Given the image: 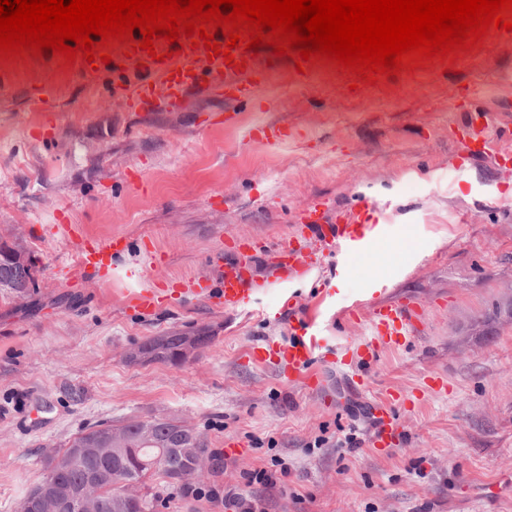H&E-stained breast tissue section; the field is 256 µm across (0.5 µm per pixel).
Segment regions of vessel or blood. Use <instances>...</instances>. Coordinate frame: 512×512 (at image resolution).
I'll return each instance as SVG.
<instances>
[{
    "mask_svg": "<svg viewBox=\"0 0 512 512\" xmlns=\"http://www.w3.org/2000/svg\"><path fill=\"white\" fill-rule=\"evenodd\" d=\"M154 53L140 49L136 52L139 65L133 74L124 69H115L114 74L123 86L121 103L126 108L151 109L173 106L201 88L203 83L224 86L227 101L241 104L256 97L269 74L265 71L251 72L249 77L225 80L227 65L223 56H211L203 47H193L189 38H180L178 45H168L158 39L154 42ZM490 121L485 113L468 114L462 134L457 139L462 155L468 157L490 155L493 141L488 134ZM368 202H361L359 209L349 211L341 223L329 224L323 211L312 207L304 212L306 222L299 230L310 241L306 250H298L292 244L278 245L274 251V265L280 269L311 272L322 265L319 249L325 245L338 247L346 271L354 272L360 260L371 250L372 239L365 234L359 219L369 211ZM126 245L124 237L115 235L106 239L85 243L77 252L79 271L85 275H97L109 271L113 257ZM198 296L215 297L228 309H242L252 302V280L248 264L241 258L214 259L213 276L200 277L197 283ZM354 308L364 315L370 324V336L356 346L358 356L374 359L379 347L399 344L401 338L415 331L419 309L413 302L390 301L378 303L363 299ZM316 338L312 335L300 336L289 345L263 341L253 350L257 361L274 365L298 386L315 388L321 386L322 375L313 370L311 360ZM391 399H384L376 410V428L371 445L382 451L396 447L400 443L402 429L391 411Z\"/></svg>",
    "mask_w": 512,
    "mask_h": 512,
    "instance_id": "vessel-or-blood-1",
    "label": "vessel or blood"
}]
</instances>
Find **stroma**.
Returning <instances> with one entry per match:
<instances>
[{"label":"stroma","mask_w":512,"mask_h":512,"mask_svg":"<svg viewBox=\"0 0 512 512\" xmlns=\"http://www.w3.org/2000/svg\"><path fill=\"white\" fill-rule=\"evenodd\" d=\"M253 64L274 86L228 124L216 89L136 112L117 106L111 71L0 59V237L32 258L37 285L0 289V512H16L47 452L83 429L155 417L202 433L203 488L265 512H512V164L460 158L448 138L464 113H489L512 161V34L372 86L268 47ZM476 83L485 95H467ZM42 86L49 111H29ZM274 123L292 138L257 136ZM362 197L376 233L358 271L337 274L335 253L320 272L271 277L270 248L304 244V206L336 215ZM115 234L129 245L111 270L78 274L75 250ZM251 241L266 249L250 259V310L192 297L214 255ZM147 287L165 298L152 311L132 303ZM366 295L418 303L421 324L352 361L363 391L341 363L369 334L349 311ZM309 319L329 358L319 391L249 359L259 340L296 342ZM200 328L212 342L182 365L129 359L147 338ZM397 392L404 442L380 455L372 405ZM259 471L270 482L253 481ZM148 487L153 512H225L158 477Z\"/></svg>","instance_id":"35a3bbf8"}]
</instances>
